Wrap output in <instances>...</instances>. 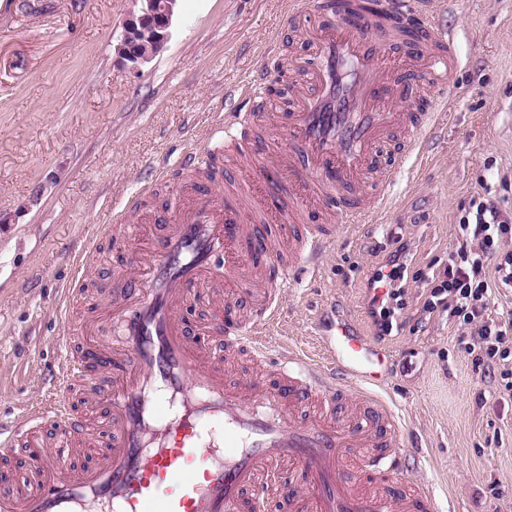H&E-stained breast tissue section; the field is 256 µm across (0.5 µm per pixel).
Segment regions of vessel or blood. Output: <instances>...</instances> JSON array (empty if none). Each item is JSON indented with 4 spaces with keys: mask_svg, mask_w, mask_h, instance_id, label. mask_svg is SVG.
Masks as SVG:
<instances>
[{
    "mask_svg": "<svg viewBox=\"0 0 512 512\" xmlns=\"http://www.w3.org/2000/svg\"><path fill=\"white\" fill-rule=\"evenodd\" d=\"M407 2L384 8L416 38L375 15L318 8L303 30L310 53L288 111L252 113L248 136L228 140L247 169L184 184L150 236L122 225L134 274L112 299L114 342L98 343L89 324L80 338L64 337L65 370L50 379L47 410L0 428V450L24 449L32 461L27 482L0 491V512H259L285 473L301 474L304 492L282 499L280 512H439L433 491L372 490L347 471L366 448L361 469L395 472L400 435L375 394L387 358L355 322L324 339L323 360L282 350L268 383L225 371L240 348L265 358L279 286L298 265L317 267L338 222L386 214L400 161L383 160V147L400 134L415 148L459 96L450 36L433 12ZM283 125L286 148L271 137ZM269 161L279 178L255 180L252 170ZM243 286L260 292L253 319L216 324L211 342L196 341L183 306L204 293L220 309ZM341 375L363 388L364 415L349 424L336 419ZM46 416L89 449L91 469L69 476L38 442Z\"/></svg>",
    "mask_w": 512,
    "mask_h": 512,
    "instance_id": "obj_1",
    "label": "vessel or blood"
}]
</instances>
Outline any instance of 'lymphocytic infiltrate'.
<instances>
[{
	"label": "lymphocytic infiltrate",
	"instance_id": "lymphocytic-infiltrate-1",
	"mask_svg": "<svg viewBox=\"0 0 512 512\" xmlns=\"http://www.w3.org/2000/svg\"><path fill=\"white\" fill-rule=\"evenodd\" d=\"M458 246L448 255L442 275L428 280L427 309L443 306L460 329L471 336L467 346L476 363L512 357V309L491 313L493 288L512 289V253L499 254V239L512 237V221L503 218L496 203L482 198L472 203L457 227ZM496 276L487 279V268Z\"/></svg>",
	"mask_w": 512,
	"mask_h": 512
}]
</instances>
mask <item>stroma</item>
<instances>
[{"label":"stroma","instance_id":"obj_1","mask_svg":"<svg viewBox=\"0 0 512 512\" xmlns=\"http://www.w3.org/2000/svg\"><path fill=\"white\" fill-rule=\"evenodd\" d=\"M138 0H0V425L45 396L68 329L102 313L130 258L120 230L97 253L62 324L56 304L72 256L128 200L168 203L187 174L181 160L208 144L217 166L216 115L248 118L236 91L284 60L308 55L290 24L315 0H178L170 39L139 68L115 46ZM437 24L454 38L461 99L390 193L387 227L345 224L317 271L295 270L279 290L269 362L288 346L318 358L316 338L357 320L390 359L379 394L403 425L398 463L409 487L430 486L456 512H512V398L498 365L473 364L467 337L443 309L428 311L423 282H407L390 334L367 313V283L396 248L409 272L443 271L473 199L512 217V0H442Z\"/></svg>","mask_w":512,"mask_h":512}]
</instances>
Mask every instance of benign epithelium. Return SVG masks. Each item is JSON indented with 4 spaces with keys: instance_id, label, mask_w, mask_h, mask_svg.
<instances>
[{
    "instance_id": "benign-epithelium-1",
    "label": "benign epithelium",
    "mask_w": 512,
    "mask_h": 512,
    "mask_svg": "<svg viewBox=\"0 0 512 512\" xmlns=\"http://www.w3.org/2000/svg\"><path fill=\"white\" fill-rule=\"evenodd\" d=\"M177 0H142L140 10L126 19L117 55L132 68L149 62L166 47Z\"/></svg>"
}]
</instances>
